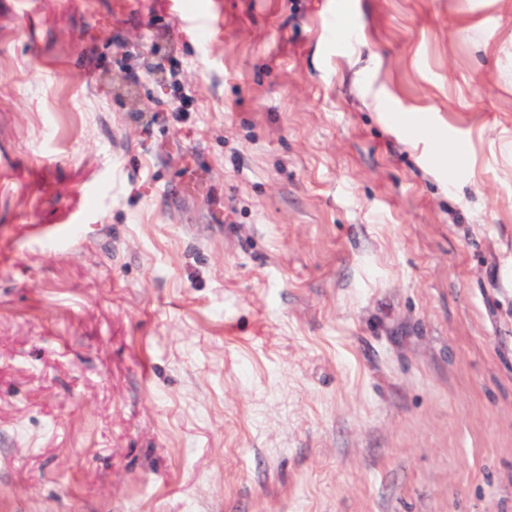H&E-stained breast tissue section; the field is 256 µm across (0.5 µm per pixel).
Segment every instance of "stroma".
Segmentation results:
<instances>
[{"label": "stroma", "mask_w": 512, "mask_h": 512, "mask_svg": "<svg viewBox=\"0 0 512 512\" xmlns=\"http://www.w3.org/2000/svg\"><path fill=\"white\" fill-rule=\"evenodd\" d=\"M0 512H512V0H0Z\"/></svg>", "instance_id": "stroma-1"}]
</instances>
